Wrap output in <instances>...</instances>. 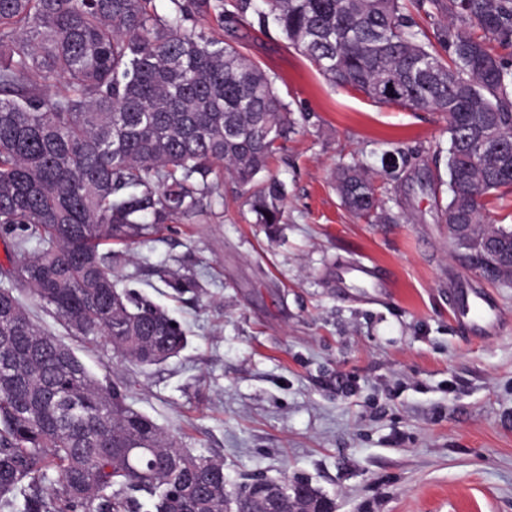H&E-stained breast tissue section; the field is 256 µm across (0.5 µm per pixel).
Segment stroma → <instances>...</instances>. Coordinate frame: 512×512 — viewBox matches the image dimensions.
<instances>
[{
  "mask_svg": "<svg viewBox=\"0 0 512 512\" xmlns=\"http://www.w3.org/2000/svg\"><path fill=\"white\" fill-rule=\"evenodd\" d=\"M224 39L275 78L301 121L259 183L284 187L260 224L232 180L209 219H178L124 248L120 286L184 324L178 357L142 368L81 350L101 379L234 484L307 479L336 512H512V284L458 260L433 194L447 175L443 116L333 87L256 16ZM359 161L400 223L351 214L334 174ZM375 266L387 293L350 281ZM166 269L198 281L173 298ZM502 330L467 337L460 294Z\"/></svg>",
  "mask_w": 512,
  "mask_h": 512,
  "instance_id": "1",
  "label": "stroma"
}]
</instances>
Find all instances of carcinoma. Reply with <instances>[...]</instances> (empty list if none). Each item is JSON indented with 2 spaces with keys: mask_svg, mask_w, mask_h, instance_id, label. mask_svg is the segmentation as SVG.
<instances>
[{
  "mask_svg": "<svg viewBox=\"0 0 512 512\" xmlns=\"http://www.w3.org/2000/svg\"><path fill=\"white\" fill-rule=\"evenodd\" d=\"M0 0V512H267L232 489L224 463L178 446L36 322L24 287L82 344L140 366L177 356L182 325L119 287L114 243L224 204L223 171L254 185L297 124L272 76L209 32L255 11L333 86L448 119L445 222L494 237L456 246L493 282L512 278V224L483 215L512 191V0ZM394 85V92L386 90ZM336 187L356 216L383 201L359 165ZM281 186H256L259 224H277ZM168 287L198 292L171 274ZM59 483L50 496L45 487ZM333 500L314 486L280 512Z\"/></svg>",
  "mask_w": 512,
  "mask_h": 512,
  "instance_id": "1",
  "label": "carcinoma"
}]
</instances>
